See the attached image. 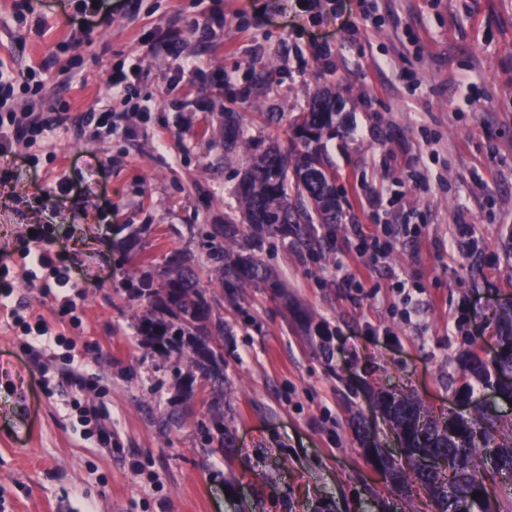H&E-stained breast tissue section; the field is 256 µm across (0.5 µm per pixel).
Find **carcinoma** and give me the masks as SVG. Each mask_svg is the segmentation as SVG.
<instances>
[{
    "mask_svg": "<svg viewBox=\"0 0 512 512\" xmlns=\"http://www.w3.org/2000/svg\"><path fill=\"white\" fill-rule=\"evenodd\" d=\"M338 94L318 92L308 100L307 111L293 126L295 148L283 153L274 146L252 157L238 188L242 223L226 220L207 232L211 258L226 298L234 303L249 288H274L272 275L258 256L264 245L288 235L297 247H318L317 256L330 259L328 244L314 239L309 223L317 214L321 223H336L337 212L322 206L333 175L321 165V139L336 135ZM224 143L246 147L239 121L224 115ZM159 287L151 275L134 271L136 297L148 303L139 331L152 354L178 364L175 378L200 376L207 395L224 400V320L215 313L209 291L198 271L179 256H171L155 269ZM496 340L501 353L495 358L483 349L469 350L457 371V393L469 396L473 385L495 389L512 400V309L496 314ZM189 372L184 374L179 365ZM406 448L400 461L385 456L372 440L365 450L396 483L414 482L434 501L437 512H512V493L492 500L485 480L489 476L512 477V424L482 407L466 415L436 413L419 396L378 400ZM430 457L442 461L438 469L424 463Z\"/></svg>",
    "mask_w": 512,
    "mask_h": 512,
    "instance_id": "cac0c4a2",
    "label": "carcinoma"
}]
</instances>
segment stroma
<instances>
[{
	"instance_id": "obj_1",
	"label": "stroma",
	"mask_w": 512,
	"mask_h": 512,
	"mask_svg": "<svg viewBox=\"0 0 512 512\" xmlns=\"http://www.w3.org/2000/svg\"><path fill=\"white\" fill-rule=\"evenodd\" d=\"M29 3L0 0V64L40 88L15 89L13 109L71 119L0 161V264L12 303L60 339L29 352L0 315V512H435L416 485L391 490L354 423L396 456L376 397L448 410L467 337L494 345V314L512 305V0H112L87 33L60 0ZM163 39L176 52L147 64L138 96L106 98L108 75ZM326 89L340 93L338 133L322 143L340 210L314 236H331L332 258L274 240L261 257L278 289L229 303L205 237L241 217L247 166L224 150V117L259 154L287 145ZM88 112L113 113L116 129L91 135ZM36 224L74 289H53L49 268L21 282ZM352 224L386 225L387 258L360 255ZM173 254L224 317V449L204 434L209 402L139 334L147 306L128 274ZM83 405L104 411L111 444L82 425Z\"/></svg>"
}]
</instances>
